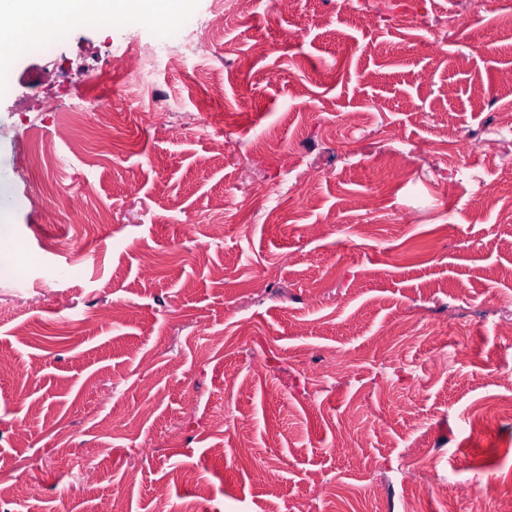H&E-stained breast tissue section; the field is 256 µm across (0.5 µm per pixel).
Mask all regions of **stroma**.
Masks as SVG:
<instances>
[{"mask_svg":"<svg viewBox=\"0 0 512 512\" xmlns=\"http://www.w3.org/2000/svg\"><path fill=\"white\" fill-rule=\"evenodd\" d=\"M194 57L90 76L145 37L66 18L8 56L0 512H473L512 494V0H252ZM63 81L37 85L46 55ZM88 94L112 106L61 125ZM33 126L20 123L17 99ZM175 114L154 125L153 103ZM80 157L66 159L70 142ZM41 161L15 173L18 152ZM47 185L73 212L43 219ZM269 194L277 216L254 206ZM109 223H101V215ZM410 323L403 336L389 335ZM93 460L95 482L74 481ZM422 498H415L416 488Z\"/></svg>","mask_w":512,"mask_h":512,"instance_id":"stroma-1","label":"stroma"}]
</instances>
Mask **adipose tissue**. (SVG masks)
Listing matches in <instances>:
<instances>
[{
	"mask_svg": "<svg viewBox=\"0 0 512 512\" xmlns=\"http://www.w3.org/2000/svg\"><path fill=\"white\" fill-rule=\"evenodd\" d=\"M181 9L182 0H0L1 12H11L24 21H35L46 29L72 15L100 19L125 12L165 25L174 21Z\"/></svg>",
	"mask_w": 512,
	"mask_h": 512,
	"instance_id": "adipose-tissue-1",
	"label": "adipose tissue"
}]
</instances>
